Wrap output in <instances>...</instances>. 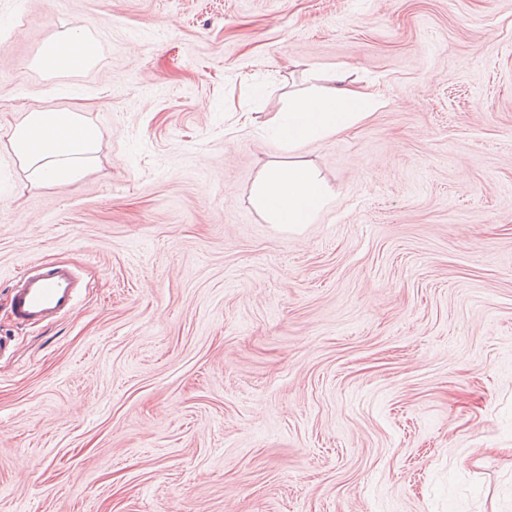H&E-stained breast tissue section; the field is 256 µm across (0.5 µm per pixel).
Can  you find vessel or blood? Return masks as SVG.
<instances>
[{
	"label": "vessel or blood",
	"instance_id": "1",
	"mask_svg": "<svg viewBox=\"0 0 512 512\" xmlns=\"http://www.w3.org/2000/svg\"><path fill=\"white\" fill-rule=\"evenodd\" d=\"M83 288L81 275L71 266L28 263L15 277L13 316L21 324L49 320L71 311Z\"/></svg>",
	"mask_w": 512,
	"mask_h": 512
}]
</instances>
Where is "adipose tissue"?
Wrapping results in <instances>:
<instances>
[{
    "label": "adipose tissue",
    "instance_id": "ef3b65f1",
    "mask_svg": "<svg viewBox=\"0 0 512 512\" xmlns=\"http://www.w3.org/2000/svg\"><path fill=\"white\" fill-rule=\"evenodd\" d=\"M91 36L80 28L50 40L37 58L50 76L94 65ZM379 103L370 87L337 84L335 75L310 93H293L275 130L287 151L317 138L348 129L368 116ZM102 132L80 112L59 106L29 108L9 127L8 145L28 179L36 183L76 181L98 159ZM329 191L314 170L298 161L268 163L252 189L251 200L271 224L297 229L314 223L327 204Z\"/></svg>",
    "mask_w": 512,
    "mask_h": 512
}]
</instances>
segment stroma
I'll list each match as a JSON object with an SVG mask.
<instances>
[{
	"label": "stroma",
	"instance_id": "35a3bbf8",
	"mask_svg": "<svg viewBox=\"0 0 512 512\" xmlns=\"http://www.w3.org/2000/svg\"><path fill=\"white\" fill-rule=\"evenodd\" d=\"M334 70L381 107L287 153ZM43 103L103 132L76 183L8 147ZM288 158L297 231L250 201ZM31 261L87 287L21 326ZM0 336V512H512V0H0ZM92 37L81 28H72L50 40L37 58L38 68L49 76L76 68H89L95 57L90 51ZM329 191L314 170L298 161L270 162L260 172L251 200L270 224L298 229L314 223Z\"/></svg>",
	"mask_w": 512,
	"mask_h": 512
}]
</instances>
